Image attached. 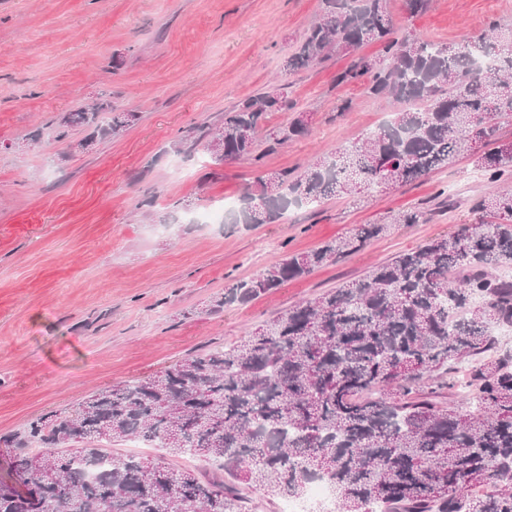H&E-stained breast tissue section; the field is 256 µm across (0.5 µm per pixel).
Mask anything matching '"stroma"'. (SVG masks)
I'll use <instances>...</instances> for the list:
<instances>
[{
	"instance_id": "1",
	"label": "stroma",
	"mask_w": 512,
	"mask_h": 512,
	"mask_svg": "<svg viewBox=\"0 0 512 512\" xmlns=\"http://www.w3.org/2000/svg\"><path fill=\"white\" fill-rule=\"evenodd\" d=\"M320 0H0V479L8 436L92 390L158 374L184 357L243 340L291 306L363 277L401 253L487 221L475 209L512 178L487 182L470 159L395 190L293 208L257 227L200 224L205 206L241 205L260 173L304 165L373 131L401 108L337 76L379 44L291 73L285 62ZM393 31L440 42L512 29V0H431L410 16L390 0ZM285 84L308 133L247 160L214 163L187 140L249 96ZM139 118L92 152L56 140L59 112L100 97ZM353 108L338 113L343 100ZM458 185L452 210L433 197ZM416 208L351 256L217 312L237 281Z\"/></svg>"
}]
</instances>
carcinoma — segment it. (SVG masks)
Returning <instances> with one entry per match:
<instances>
[{"label":"carcinoma","instance_id":"carcinoma-1","mask_svg":"<svg viewBox=\"0 0 512 512\" xmlns=\"http://www.w3.org/2000/svg\"><path fill=\"white\" fill-rule=\"evenodd\" d=\"M435 43L393 35L388 0H320L318 18L288 57L295 73L380 44L337 81L370 77L367 92L412 107L383 127L327 152L301 171L259 178L260 192L228 214L231 224H271L291 206L396 189L459 156L481 175L512 174V142L496 141L492 116L512 119V35ZM498 65L481 73L473 57ZM295 109L263 92L202 127L214 161L254 160L307 133L304 116L260 139L268 115ZM136 120L106 99L56 116V138L87 128L117 135ZM496 221L437 237L368 275L294 305L241 342L190 354L163 372L88 394L11 438L12 475L0 512H242L240 485L299 497L325 479L336 512H512V349L492 333L512 326V192L478 199ZM416 209L388 224H362L224 291L216 307L248 302L284 282L359 252L391 224H424ZM467 390L472 414L440 401ZM137 440L172 457L199 456L201 476L164 458L112 453Z\"/></svg>","mask_w":512,"mask_h":512}]
</instances>
